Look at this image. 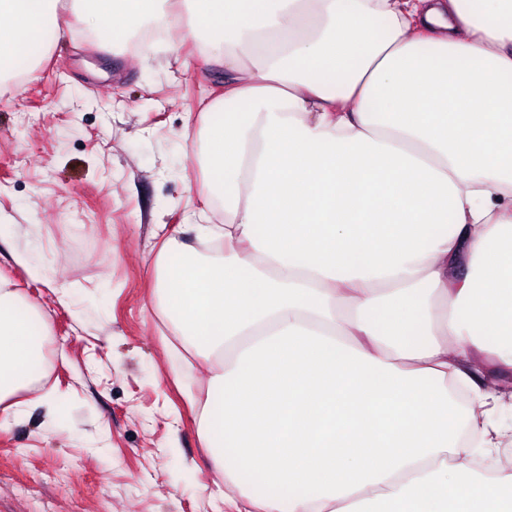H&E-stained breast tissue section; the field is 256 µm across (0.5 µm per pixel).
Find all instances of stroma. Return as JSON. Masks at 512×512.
I'll return each instance as SVG.
<instances>
[{
	"label": "stroma",
	"instance_id": "35a3bbf8",
	"mask_svg": "<svg viewBox=\"0 0 512 512\" xmlns=\"http://www.w3.org/2000/svg\"><path fill=\"white\" fill-rule=\"evenodd\" d=\"M57 22L35 78L0 86V277L46 315L37 372L58 409H0V512H234L188 402L210 368L184 374L154 264L217 221L192 147L224 69L168 33L133 51L86 38L71 0ZM485 379L512 444V370Z\"/></svg>",
	"mask_w": 512,
	"mask_h": 512
}]
</instances>
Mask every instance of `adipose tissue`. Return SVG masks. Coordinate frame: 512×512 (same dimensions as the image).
Returning a JSON list of instances; mask_svg holds the SVG:
<instances>
[{"label": "adipose tissue", "instance_id": "ef3b65f1", "mask_svg": "<svg viewBox=\"0 0 512 512\" xmlns=\"http://www.w3.org/2000/svg\"><path fill=\"white\" fill-rule=\"evenodd\" d=\"M168 2L73 0L112 42ZM57 3L0 0V78ZM181 35L224 68L199 131L224 253L167 241L156 306L210 365L215 469L261 512H512V470L474 466L482 369L512 370V0H191ZM45 324L0 278L17 417L56 412Z\"/></svg>", "mask_w": 512, "mask_h": 512}]
</instances>
